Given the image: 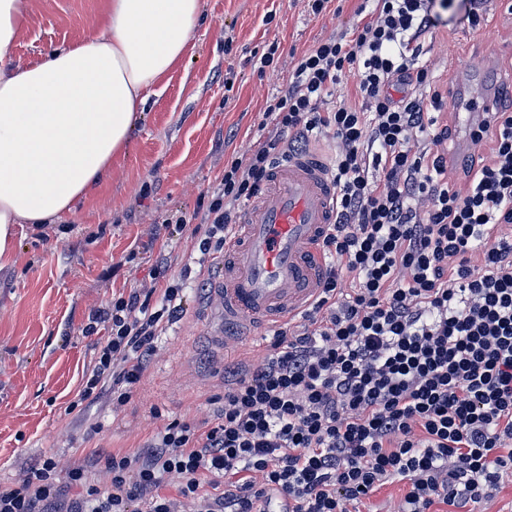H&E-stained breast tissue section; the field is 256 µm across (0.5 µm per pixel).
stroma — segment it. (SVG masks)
<instances>
[{"mask_svg":"<svg viewBox=\"0 0 512 512\" xmlns=\"http://www.w3.org/2000/svg\"><path fill=\"white\" fill-rule=\"evenodd\" d=\"M360 3L335 0L334 11L315 15L307 0H203L186 54L149 90L109 178L66 223L15 225L14 261L0 271V487L48 456L67 468L101 452L136 451L175 420L207 430L210 400L223 395L236 364L265 355L261 331L214 343L212 283L196 280L130 399L66 411L94 365V339L83 333L90 308L119 293L165 288L179 275L192 243L170 235L165 219L193 212L225 163L256 142L265 101L287 88L294 57L362 26ZM467 7L468 0L434 4L441 24L419 38L418 62L440 86L478 98L486 89L475 64L488 60L512 75V54L489 53L490 43L512 34V11L494 6L475 30L463 22ZM107 11L108 0H33L15 60L28 65L51 47L79 42ZM274 42L277 66L258 71L253 57Z\"/></svg>","mask_w":512,"mask_h":512,"instance_id":"stroma-1","label":"stroma"}]
</instances>
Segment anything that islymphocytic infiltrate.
<instances>
[{
	"instance_id": "lymphocytic-infiltrate-1",
	"label": "lymphocytic infiltrate",
	"mask_w": 512,
	"mask_h": 512,
	"mask_svg": "<svg viewBox=\"0 0 512 512\" xmlns=\"http://www.w3.org/2000/svg\"><path fill=\"white\" fill-rule=\"evenodd\" d=\"M366 2L354 39L295 60L266 101L265 137L225 165L200 223H171L195 240L177 279L90 310L95 362L69 407L107 390L126 403L184 311L187 280L210 275L242 206L314 138L334 144L338 222L302 322L240 365L208 430L171 422L136 452L106 454L100 474L43 458L0 488V512H267L276 494L285 512H359L396 480L408 485L398 512H430L480 503L512 471V112L472 116L465 187L449 188L448 129L434 119L447 97L410 53L437 24L433 0ZM64 477L80 501H63ZM172 482L175 499L161 493Z\"/></svg>"
}]
</instances>
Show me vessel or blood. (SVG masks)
I'll return each mask as SVG.
<instances>
[{
    "instance_id": "1",
    "label": "vessel or blood",
    "mask_w": 512,
    "mask_h": 512,
    "mask_svg": "<svg viewBox=\"0 0 512 512\" xmlns=\"http://www.w3.org/2000/svg\"><path fill=\"white\" fill-rule=\"evenodd\" d=\"M480 73L492 88L481 106L497 111L500 100L512 98V80L489 66ZM335 222L336 190L321 151L294 153L273 167L265 191L226 236L212 295L220 317L214 342L274 327L313 302L326 265L322 241Z\"/></svg>"
}]
</instances>
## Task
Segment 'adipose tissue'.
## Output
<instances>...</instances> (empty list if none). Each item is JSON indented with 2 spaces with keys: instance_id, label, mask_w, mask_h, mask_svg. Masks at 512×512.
<instances>
[{
  "instance_id": "obj_1",
  "label": "adipose tissue",
  "mask_w": 512,
  "mask_h": 512,
  "mask_svg": "<svg viewBox=\"0 0 512 512\" xmlns=\"http://www.w3.org/2000/svg\"><path fill=\"white\" fill-rule=\"evenodd\" d=\"M202 0H111L108 21L36 64L12 50L31 0H0V269L16 224H62L108 177L146 92L182 58Z\"/></svg>"
}]
</instances>
